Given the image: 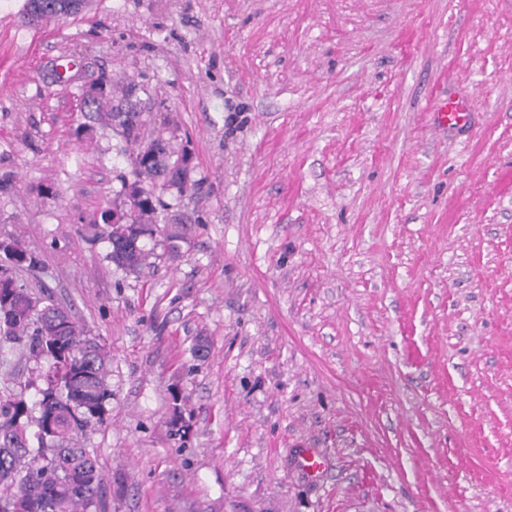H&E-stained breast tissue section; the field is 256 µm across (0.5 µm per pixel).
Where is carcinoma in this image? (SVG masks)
<instances>
[{
  "label": "carcinoma",
  "instance_id": "obj_1",
  "mask_svg": "<svg viewBox=\"0 0 512 512\" xmlns=\"http://www.w3.org/2000/svg\"><path fill=\"white\" fill-rule=\"evenodd\" d=\"M176 136L157 133L141 143L126 135L125 155L134 180L121 179V203L102 210L91 227H106L105 258L127 275L149 265L155 212L163 203L155 189L178 163L187 160L174 147ZM123 222L112 223V211ZM29 269L39 258L18 242H7ZM0 340L26 342L40 365L39 399L30 408L24 392L0 395V512H91L102 477L94 451L80 437L104 421L112 399L110 359L97 338L87 334L71 310L37 297L14 276L0 278Z\"/></svg>",
  "mask_w": 512,
  "mask_h": 512
}]
</instances>
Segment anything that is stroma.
Segmentation results:
<instances>
[{"instance_id":"35a3bbf8","label":"stroma","mask_w":512,"mask_h":512,"mask_svg":"<svg viewBox=\"0 0 512 512\" xmlns=\"http://www.w3.org/2000/svg\"><path fill=\"white\" fill-rule=\"evenodd\" d=\"M25 8L0 0V240L110 357L103 512H512V0ZM99 79L191 157L160 194L191 226L137 277L89 227L129 170ZM36 377L0 348V394ZM44 1H47V0H28L27 3H26V12H25V17H26V20L29 24H32V25H39L40 23H43V22H46V21H50V20H63V19H66L70 16H75L77 15L79 11H74V12H69L68 10V5H69V2H72V1H56V0H50L48 1L49 4H54L55 7L56 6H60L59 8L56 9V12H59L61 14L59 15H55V16H52V17H49L43 21H35L33 19H30L28 17V14H29V3L31 2V5H30V9L38 16H41L44 18L45 17H48L50 16V10L51 8H53V6L51 5L50 7H47L46 8V2ZM468 108L458 100L450 99L438 112V123L443 127L459 125L465 121Z\"/></svg>"}]
</instances>
